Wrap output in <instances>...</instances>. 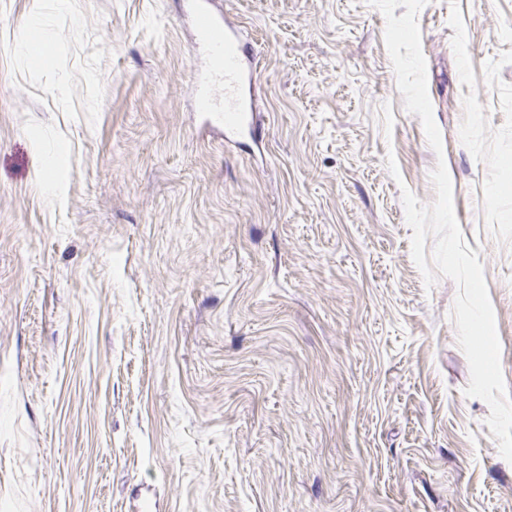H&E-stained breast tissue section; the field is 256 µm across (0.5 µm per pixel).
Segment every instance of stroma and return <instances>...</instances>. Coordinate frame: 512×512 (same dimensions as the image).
<instances>
[{"instance_id": "1", "label": "stroma", "mask_w": 512, "mask_h": 512, "mask_svg": "<svg viewBox=\"0 0 512 512\" xmlns=\"http://www.w3.org/2000/svg\"><path fill=\"white\" fill-rule=\"evenodd\" d=\"M222 6L229 143L178 0H0V512H512L402 202L445 161L512 391V0L418 15L439 155L367 0ZM211 0H187V13L198 37V45L208 59L210 83L199 93L198 112L224 126V133H236L250 126L253 101L246 87L253 73L246 64L248 49L237 32L218 18Z\"/></svg>"}]
</instances>
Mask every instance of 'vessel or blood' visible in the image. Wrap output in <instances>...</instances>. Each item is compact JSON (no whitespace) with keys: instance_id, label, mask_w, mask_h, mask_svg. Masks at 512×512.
<instances>
[{"instance_id":"b4317fda","label":"vessel or blood","mask_w":512,"mask_h":512,"mask_svg":"<svg viewBox=\"0 0 512 512\" xmlns=\"http://www.w3.org/2000/svg\"><path fill=\"white\" fill-rule=\"evenodd\" d=\"M211 0H187V13L198 37V45L209 64L211 80L199 93L198 111L235 133L250 123L253 101L246 93L253 82L247 65L248 49L237 32L218 18Z\"/></svg>"}]
</instances>
